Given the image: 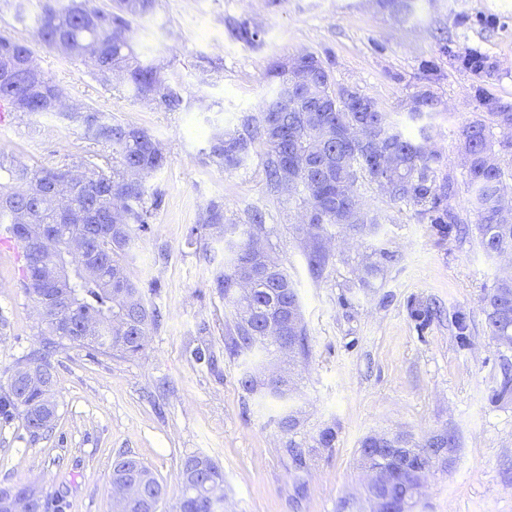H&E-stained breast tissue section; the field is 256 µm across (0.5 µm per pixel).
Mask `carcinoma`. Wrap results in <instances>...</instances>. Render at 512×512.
<instances>
[{
  "mask_svg": "<svg viewBox=\"0 0 512 512\" xmlns=\"http://www.w3.org/2000/svg\"><path fill=\"white\" fill-rule=\"evenodd\" d=\"M155 2L146 0L144 10L136 14L127 9L125 0H109L104 6L95 0H40V40L48 48L80 61L94 76L102 70L114 73L133 98L174 112L183 103L181 85L164 78L158 67L141 63L130 42L132 21L152 12ZM32 56L27 44L0 33V65L9 62L20 70ZM300 61L319 73L308 97L328 101L330 107L323 112H303V104L297 105L291 99L283 101L279 92L292 81V75L285 63L278 61L269 70V76L276 79L274 95L259 112L245 117L239 127L215 128L208 141V157L216 165L237 169L250 158L256 139H261L266 183L301 196L305 203L304 224L313 241L308 253L312 269H321L328 260L322 246L328 227L339 225L369 238L379 235L378 215L362 211L358 202L357 188L363 182L376 186L394 202L413 206L441 236L461 231L464 218L448 204L454 193V179L441 170L440 157L429 145L432 126L428 120L438 113L439 106L434 95L424 91L407 104V119L419 124L415 137L399 121L389 120L388 113L360 90L358 99L370 104L372 111L359 112L355 102L336 99L330 70L317 55L304 52ZM457 61L478 80L472 86L474 97L504 137L501 142L495 140L490 127L481 120L461 130L462 148L468 159L470 211L477 217V239L484 254L494 258L512 251V222L503 216L504 171L495 150L497 144L512 147V107L501 103L479 83L495 69L489 57L468 52L457 56ZM61 95L63 90L46 78L35 89L22 76L0 82V102L9 112H16L14 100L22 97L27 100L23 113L59 115L77 124L85 139L112 146V162L106 163L104 169L94 164L90 170L97 184L94 194L81 182L82 173L69 166H33L0 149V224L7 225L10 237L21 246V283L26 295L36 302L53 303L54 289L46 287V271L36 270L28 246L18 235L21 225L35 233L42 224L60 223L47 205L51 193L68 196L78 208L90 213L89 223L113 224L115 231L110 237L94 229L87 231L88 247L94 253L92 262L72 248L76 231L67 226L57 236L54 250L67 265L72 302L61 315L53 311L41 315L42 349L21 360V364L40 374L43 382L24 384L23 369L17 368L7 375L6 382L0 383V421L9 423L18 417L33 436L49 431L56 419L52 357L57 349L85 348L108 356L135 355L144 348L150 329L159 321V312L146 295L156 285L146 290L131 279L128 260L135 240L150 230L153 216L146 206L144 182L132 178V173L153 174L166 165V156L146 130L122 123L92 105L83 106L79 112L60 111L57 101ZM338 125H350L355 130L346 145L336 141ZM367 133L389 153V163L379 164L373 147L365 143ZM287 165L297 168V185L288 189L283 180ZM264 223L263 213L254 210L246 223L227 224L224 205L211 201L202 210L199 222L189 228L188 240L210 234L222 250V269L215 273L212 288L224 301L228 336L225 351L244 361L242 386L250 393L268 395L286 404L291 395L258 383L265 363L276 359L277 352L274 346L256 338L266 333L269 317L280 315L286 323L293 311L301 310V302L295 281L284 269L278 265L266 269L250 258L249 249L263 231ZM247 269L249 288L243 294L238 277ZM483 311L491 335L512 349V277L496 280L483 297ZM284 335L294 337L293 356H306L308 337L304 323L284 326ZM397 444V436L386 434L369 436L361 442L362 463L378 468L382 474L380 484L368 486V497L382 495L395 504L412 502L413 476L389 468L383 458L366 455L368 448H392ZM131 478L139 481L141 496L116 499L115 512H158L165 491L156 475L134 456L115 460L112 485H122ZM179 481L181 492L171 512H224V470L213 458H187ZM1 495L27 501V512H48L51 507L63 512L65 507L61 496L52 506L41 498H29L24 484L0 488Z\"/></svg>",
  "mask_w": 512,
  "mask_h": 512,
  "instance_id": "1",
  "label": "carcinoma"
}]
</instances>
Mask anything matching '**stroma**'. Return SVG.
Returning a JSON list of instances; mask_svg holds the SVG:
<instances>
[{
	"instance_id": "35a3bbf8",
	"label": "stroma",
	"mask_w": 512,
	"mask_h": 512,
	"mask_svg": "<svg viewBox=\"0 0 512 512\" xmlns=\"http://www.w3.org/2000/svg\"><path fill=\"white\" fill-rule=\"evenodd\" d=\"M39 13V0H27L19 16L0 0V32L33 46L38 67L68 99L148 130L167 156L145 180L148 197L161 202L129 265L134 281L157 282L149 299L163 320L134 357L59 350L55 425L33 437L22 420L0 423V486L33 484L50 500L64 495L66 512H112V463L131 454L163 484L159 512H168L182 462L207 455L224 469V512H372L362 440L405 434L422 444L447 433L454 441L410 512H512V396L497 395L512 380V349L491 336L482 311L484 294L505 273L502 259L487 258L475 234L440 236L413 207L362 185L359 203L378 213L379 237L331 228L328 263L314 273L310 243L297 230L305 205L267 185L261 151L230 171L205 154L214 128L236 126L271 96L273 62L312 52L337 84L360 89L392 115L417 91L434 92L432 142L455 179L449 203L475 224L460 129L482 111L454 56L488 54L496 70L485 86L512 105V0H414L406 19L378 0H157L133 21L131 42L141 61L161 64L181 84L184 102L174 112L134 101L124 86L102 83L43 46ZM245 19L258 29L256 41L238 36ZM442 38L449 54L438 50ZM426 60L436 77L427 78ZM0 148L48 168L112 156L111 146L51 116L0 119ZM213 200L230 224L262 210L271 256L297 283L309 354L294 366L290 407L246 392L240 360L221 350L224 303L212 287L219 263L204 240H187ZM160 252L165 261H157ZM371 264L379 273L360 281ZM21 265L19 244H0L1 381L40 341ZM204 343L219 348L216 367L191 358ZM289 410L298 425L288 432L280 420ZM328 428L335 439L323 448L318 439Z\"/></svg>"
}]
</instances>
